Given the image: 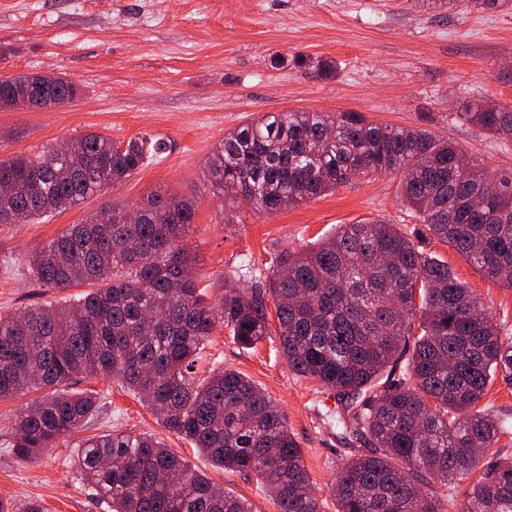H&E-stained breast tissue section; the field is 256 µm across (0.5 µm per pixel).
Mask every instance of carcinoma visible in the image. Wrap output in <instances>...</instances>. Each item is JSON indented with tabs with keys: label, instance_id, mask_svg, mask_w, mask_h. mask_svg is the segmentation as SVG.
<instances>
[{
	"label": "carcinoma",
	"instance_id": "cac0c4a2",
	"mask_svg": "<svg viewBox=\"0 0 512 512\" xmlns=\"http://www.w3.org/2000/svg\"><path fill=\"white\" fill-rule=\"evenodd\" d=\"M37 90L61 105L76 87L12 75L0 79V109L30 107ZM459 117L512 133V109L500 105L473 104ZM163 149L88 133L61 152L0 159V224L73 208ZM383 170L401 173L429 233L512 288V175L490 176L452 141L352 112H268L225 133L205 161L214 192L265 214ZM193 216L187 201L152 195L136 222L114 206L108 219L71 224L28 257L40 287L91 290L75 303L0 314V399L45 391L12 425L16 457H37L99 413L94 391L69 390L74 378L112 377L215 466L260 479L280 512H318L278 405L235 369L192 381L215 327L249 348L275 328L288 366L344 402V435L370 441L371 452L336 475L339 512H445L426 487L457 486L481 461L460 512H512V457L491 455L505 426L478 408L496 373L512 376V335L448 263L395 224H341L313 247L281 254L270 287L246 294L226 285L210 304L185 244ZM78 458L111 512H251L150 434L94 436Z\"/></svg>",
	"mask_w": 512,
	"mask_h": 512
}]
</instances>
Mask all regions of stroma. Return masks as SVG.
I'll use <instances>...</instances> for the list:
<instances>
[{"mask_svg": "<svg viewBox=\"0 0 512 512\" xmlns=\"http://www.w3.org/2000/svg\"><path fill=\"white\" fill-rule=\"evenodd\" d=\"M304 66H294V58ZM321 68H314V61ZM512 5L436 13L416 0H0V77L54 74L79 93L52 110L0 109V159L35 154L100 132L114 143L158 137L166 150L101 195L49 218L0 224V314L37 303L61 304L74 289L40 288L28 277L36 249L105 204L131 208L153 194L190 202L186 238L208 301L225 281L249 291L252 276L270 283V261L335 233L338 225L384 220L415 246L448 262L496 322L512 330V290L488 279L448 244L429 236L406 202L399 176H362L332 193L273 215L248 204L227 208L214 196L204 163L225 133L266 112H354L366 122L418 129L456 141L490 172L512 169V136L463 122L470 105H512ZM232 368L282 410L311 478L319 512H338L331 486L366 440L342 437V406L333 392L287 364L278 336L256 348L215 328L192 376ZM95 388L100 414L30 462L8 443L15 418L36 400L30 392L0 400V499L44 512H110L78 473L80 442L110 431L154 435L253 512H280L256 479L215 468L187 440L167 432L116 380L78 381ZM504 420L495 453L512 455V381L492 380L481 401Z\"/></svg>", "mask_w": 512, "mask_h": 512, "instance_id": "35a3bbf8", "label": "stroma"}]
</instances>
